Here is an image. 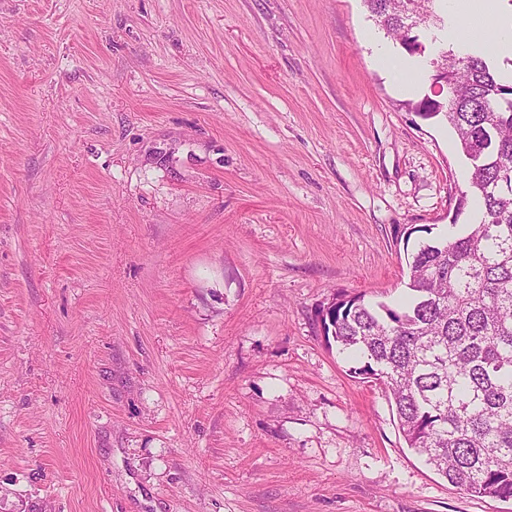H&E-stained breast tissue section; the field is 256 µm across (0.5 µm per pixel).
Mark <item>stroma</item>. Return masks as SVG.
<instances>
[{"label":"stroma","instance_id":"35a3bbf8","mask_svg":"<svg viewBox=\"0 0 512 512\" xmlns=\"http://www.w3.org/2000/svg\"><path fill=\"white\" fill-rule=\"evenodd\" d=\"M363 0H0V512H512L317 311L465 169Z\"/></svg>","mask_w":512,"mask_h":512}]
</instances>
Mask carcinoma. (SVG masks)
<instances>
[{"label":"carcinoma","mask_w":512,"mask_h":512,"mask_svg":"<svg viewBox=\"0 0 512 512\" xmlns=\"http://www.w3.org/2000/svg\"><path fill=\"white\" fill-rule=\"evenodd\" d=\"M443 0H364L385 34L409 54H423L405 38L408 12L417 23L444 28L429 4ZM457 88L453 99L429 95L414 111L440 117L457 138L466 164L458 208L477 222L463 231L421 240L407 259L410 299L372 304L342 294L320 311L326 342L360 366L351 373L383 387L407 447L436 474L475 498L512 500V192L495 188L512 167V79L481 52L439 49L428 61Z\"/></svg>","instance_id":"carcinoma-1"}]
</instances>
